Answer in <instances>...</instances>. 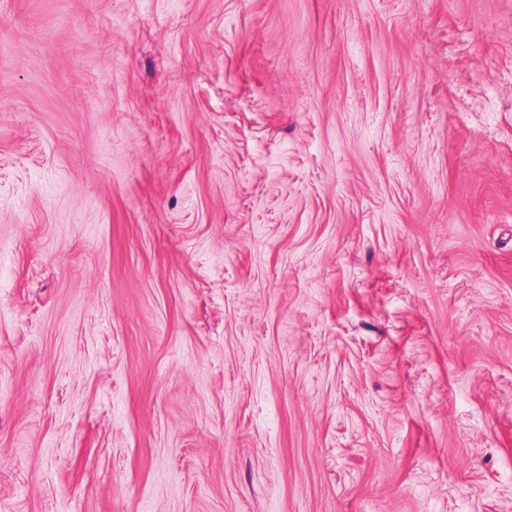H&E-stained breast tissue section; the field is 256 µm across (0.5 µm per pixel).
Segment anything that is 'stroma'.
<instances>
[{"instance_id":"35a3bbf8","label":"stroma","mask_w":512,"mask_h":512,"mask_svg":"<svg viewBox=\"0 0 512 512\" xmlns=\"http://www.w3.org/2000/svg\"><path fill=\"white\" fill-rule=\"evenodd\" d=\"M0 512H512V0H0Z\"/></svg>"}]
</instances>
